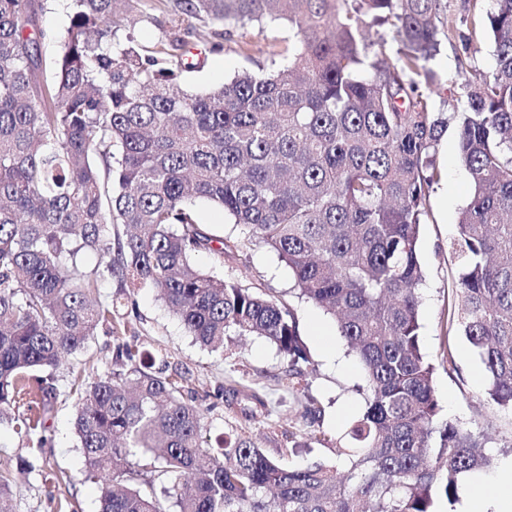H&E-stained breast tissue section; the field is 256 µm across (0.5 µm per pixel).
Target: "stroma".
<instances>
[{"label": "stroma", "mask_w": 512, "mask_h": 512, "mask_svg": "<svg viewBox=\"0 0 512 512\" xmlns=\"http://www.w3.org/2000/svg\"><path fill=\"white\" fill-rule=\"evenodd\" d=\"M174 4L175 0H159L150 17L137 24L135 37L140 45L150 48L163 34L174 31L183 41L195 45L201 52V67L184 76L187 87L195 92L208 91L264 62L258 50L244 52L242 42H251L259 49L286 35L281 27L253 26L220 36L208 21L197 18L186 19L174 29L170 26ZM43 6L41 27L46 37L41 51L50 62L59 54L58 37L68 24L71 2L43 0ZM470 7V0H443L445 34L433 62L442 83L434 100L448 112L456 103L461 83L458 58L463 55L462 37L467 32L465 20ZM434 161L439 180L427 201L428 217L419 241V260L425 271L421 286L422 344L435 367L440 419L452 418L484 432L489 439L487 453L500 460L512 456V412L487 401V377L480 360L464 337L448 334V304L458 280L449 245L457 234L458 213L470 194L468 175L458 159L454 129H447L442 136ZM193 263L202 270L273 294L294 309L315 366L302 396L317 401L320 421L313 423L297 415V397L284 376L288 360L274 345L256 336L231 335L222 349L204 347L189 335L153 289H136L137 316L123 333V340L166 353L171 367L187 372L198 394H210L228 385L261 389L268 400V412L251 423L247 433L268 457L290 467H304L317 459L334 460L331 448L337 433L343 432L365 406V376L359 361L341 340L336 343L339 360L328 361L316 339L319 327L336 335L334 317L294 290L287 266L268 248L249 245L241 249L238 258L223 262L203 252L194 256ZM112 345L110 336H92L81 352L64 358L53 370L49 384L55 390L56 402L49 420L50 439L40 452L28 449L11 428H0V472L11 473L18 482L7 501L11 512H59L60 504L66 502L72 503L77 512H100L99 488L85 476L74 431L78 397L71 390V382L81 370L91 374L111 369ZM292 440L299 444L293 453L287 450ZM36 456L47 461L45 471L24 468V460ZM60 472L68 473L69 481H56Z\"/></svg>", "instance_id": "obj_1"}]
</instances>
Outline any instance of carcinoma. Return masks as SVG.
Listing matches in <instances>:
<instances>
[{
  "instance_id": "carcinoma-1",
  "label": "carcinoma",
  "mask_w": 512,
  "mask_h": 512,
  "mask_svg": "<svg viewBox=\"0 0 512 512\" xmlns=\"http://www.w3.org/2000/svg\"><path fill=\"white\" fill-rule=\"evenodd\" d=\"M441 2L177 0L174 27L288 24L260 50L269 64L192 93L182 40L148 50L129 33L154 0H72L49 75L42 0H0V425L42 447L53 387H39L36 416L12 411L98 330L112 336V369L85 383L74 422L102 512H436V497L456 501L459 479L489 468L488 439L439 420L420 333L417 244L448 128L431 67ZM473 2L464 54L488 39L496 65L460 61L452 119L471 194L448 325L482 363L490 400L512 411V0ZM198 201L337 318L366 380L363 412L336 437L348 471L285 467L243 433L212 452L186 376L120 337L128 303L97 298L101 278L150 287L202 344L262 337L300 383L310 361L294 310L193 264L203 251L236 257ZM85 251L105 258L90 274ZM214 398L246 423L267 412L254 388ZM198 213L201 221L216 235L224 236L231 240H240L239 229L234 230L232 224L224 218L222 211L205 204L198 206Z\"/></svg>"
}]
</instances>
